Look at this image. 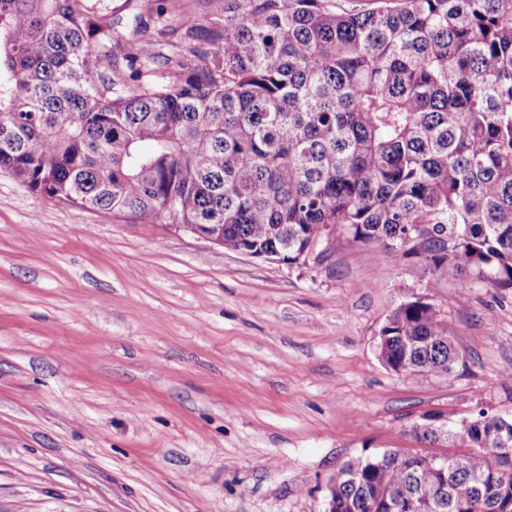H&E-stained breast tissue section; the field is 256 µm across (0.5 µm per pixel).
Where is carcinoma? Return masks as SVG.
Listing matches in <instances>:
<instances>
[{
    "instance_id": "cac0c4a2",
    "label": "carcinoma",
    "mask_w": 512,
    "mask_h": 512,
    "mask_svg": "<svg viewBox=\"0 0 512 512\" xmlns=\"http://www.w3.org/2000/svg\"><path fill=\"white\" fill-rule=\"evenodd\" d=\"M0 0V170L57 202L224 233L294 265L337 236L512 288V0ZM153 24L157 38L143 37ZM430 226L422 252L402 246ZM383 356L424 381L458 362L430 294ZM448 430L469 451L359 456L336 512H512V416Z\"/></svg>"
}]
</instances>
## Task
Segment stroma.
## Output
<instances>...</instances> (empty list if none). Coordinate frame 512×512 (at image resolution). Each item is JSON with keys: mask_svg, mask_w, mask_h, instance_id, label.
<instances>
[{"mask_svg": "<svg viewBox=\"0 0 512 512\" xmlns=\"http://www.w3.org/2000/svg\"><path fill=\"white\" fill-rule=\"evenodd\" d=\"M413 266L344 237L264 261L0 171V512H324L351 457L465 452L412 426L512 414V292L439 273L462 361L412 381L376 344Z\"/></svg>", "mask_w": 512, "mask_h": 512, "instance_id": "stroma-1", "label": "stroma"}]
</instances>
